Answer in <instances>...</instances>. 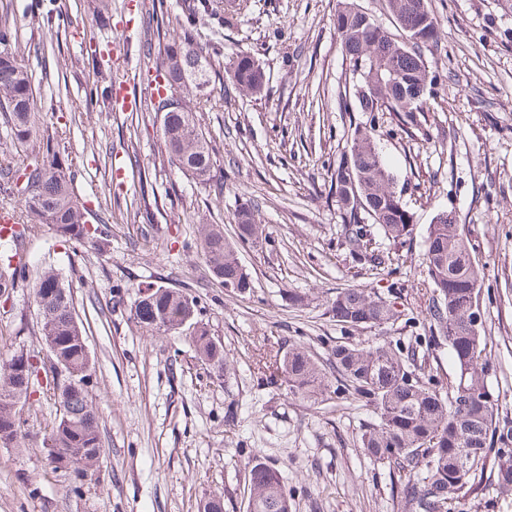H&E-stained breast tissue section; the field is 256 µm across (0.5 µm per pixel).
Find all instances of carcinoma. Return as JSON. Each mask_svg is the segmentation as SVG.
Segmentation results:
<instances>
[{"label": "carcinoma", "instance_id": "carcinoma-1", "mask_svg": "<svg viewBox=\"0 0 512 512\" xmlns=\"http://www.w3.org/2000/svg\"><path fill=\"white\" fill-rule=\"evenodd\" d=\"M248 0H197L183 12L181 41L164 49L160 69L165 93L150 100L151 111L160 114L163 144L168 161L181 172L205 179L217 164L218 151L198 124L197 113L181 100L175 108L167 103L192 85L199 89L210 82L212 63L198 47L202 15H224L247 8ZM397 27L412 38L409 44L369 19L365 24L351 20L352 2L338 0L334 24L342 50L355 78L354 96L360 112H388L396 116L405 133L421 132L423 102L413 101L409 90L427 80L428 61L423 49L435 43V17L420 0H385ZM229 76L239 95L262 92L266 75L251 56L236 58ZM0 112L8 114L14 141L25 144L35 124V102L28 71L10 53L0 51ZM332 174L336 202L342 210L344 243L360 265L382 263L372 247V229L364 223L366 213L395 244L406 243L413 232L414 214L396 190V178L387 166L371 130L354 127L348 151ZM71 164L59 143L48 136L30 162L0 170V183L19 195L16 229L8 242L17 247L40 225L48 224L63 242L90 240L100 246L108 242L105 223L89 224V210L73 187ZM239 243H256L263 235L259 203L247 200L234 216ZM235 242V243H237ZM235 243L224 239V230L203 225L197 239L213 277L240 294L251 292L253 281L242 265ZM12 250L0 251V289L14 290L32 283L38 311L39 334L44 345H53L55 360L91 379L93 363L80 338L86 336L81 321H72L73 299L69 289L51 268L31 274L24 265L12 266ZM426 263L434 296L429 307L430 323L438 341L446 346L456 371V389L448 401L416 373L414 358L403 357L401 347L377 343L368 347L338 345L333 350L336 368L344 377V388L374 407L379 422L361 434V448L370 459L386 463L404 475L398 504H409L413 512H448V504L473 491L474 467L485 463L496 431L495 404L486 390L489 351L482 325L474 324L469 301L481 288L480 269L473 264L472 249L462 225L436 215L428 227ZM198 302L190 294L166 286L153 287L145 300L135 301L134 318L148 327L159 319L180 325L197 315ZM336 322L348 326H379L394 317L386 301L363 290L346 289L331 303ZM198 359L217 370L223 369L224 348L201 325L190 333ZM49 373L40 354H19L0 360V388L11 387L10 398L0 397V434L15 442L22 433L17 404L45 388L57 396L61 414L51 426L47 440L56 453H48L53 469L70 470L76 476L86 467L87 454L102 447L99 415L89 399L88 388L71 389L48 379L42 384L39 372ZM284 382L288 390L316 403L339 388L329 380L306 347L293 344L269 382ZM471 394L459 401L460 390ZM250 494L247 512H292L293 501L286 490L282 469L260 459L248 471Z\"/></svg>", "mask_w": 512, "mask_h": 512}]
</instances>
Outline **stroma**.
Returning a JSON list of instances; mask_svg holds the SVG:
<instances>
[{
    "label": "stroma",
    "instance_id": "35a3bbf8",
    "mask_svg": "<svg viewBox=\"0 0 512 512\" xmlns=\"http://www.w3.org/2000/svg\"><path fill=\"white\" fill-rule=\"evenodd\" d=\"M126 2L47 0L38 15L32 0H0V16L18 32L8 50L27 67L41 114L28 144L15 147L0 112V165H20L43 136L57 134L92 219L110 231L99 250L62 244L46 225L21 246L32 269L55 268L71 290L94 361L89 390L103 448L82 481L54 470L43 440L60 406L34 394L19 406L23 436L0 447V512H200L214 496L224 512H246L255 456L281 466L297 512H400L398 473L360 447L375 409L349 392L307 403L287 385L268 384L265 371L298 343L338 385L336 345L391 342L414 353L431 386L452 392L454 365L447 346L431 341L427 321V229L442 211L456 215L484 274L486 389L499 434L475 473V492L452 510L512 512V492L497 478L512 460V0H429L437 40L425 52V131L412 137L391 116L358 111L334 26L337 0H250L232 22L204 18L200 45L218 75L185 93L222 156L204 181L168 163L160 119L148 109L85 105L86 85L100 78L92 54H107L113 80L136 92L141 66L161 65L165 47L179 39L184 0H164L157 16L152 0H141L133 18ZM242 54L266 72L254 98L239 97L223 75ZM368 122L415 226L402 246L375 234L383 262L361 267L343 243L331 176L355 125ZM116 158L126 172L117 182ZM143 171L153 182L148 194ZM248 198L262 205L267 238L237 247L254 284L241 295L212 280L195 240L204 224L223 225L233 238L234 213ZM149 284L197 299L226 369L202 368L189 335L136 322L138 291ZM349 288L386 300L392 320L340 325L331 302ZM37 321L32 289H15L0 302V354L40 350Z\"/></svg>",
    "mask_w": 512,
    "mask_h": 512
}]
</instances>
